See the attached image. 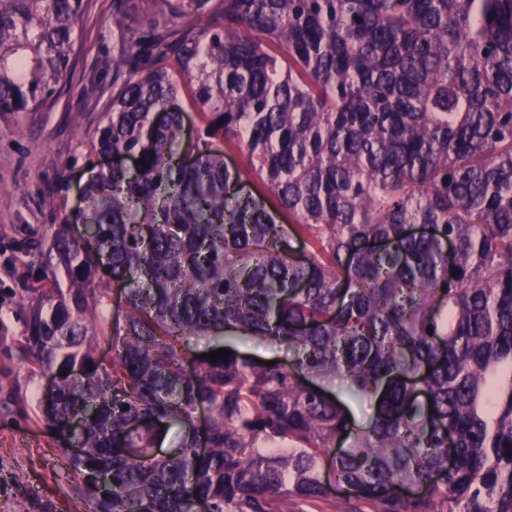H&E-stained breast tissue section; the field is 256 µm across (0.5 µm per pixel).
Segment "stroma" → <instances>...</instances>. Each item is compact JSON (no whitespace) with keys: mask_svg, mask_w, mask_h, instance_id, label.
<instances>
[{"mask_svg":"<svg viewBox=\"0 0 512 512\" xmlns=\"http://www.w3.org/2000/svg\"><path fill=\"white\" fill-rule=\"evenodd\" d=\"M115 0H89L73 67L42 112L0 116V512H90L81 477L42 421L50 371H32L15 348L24 330L26 288L40 276L37 243L82 206L81 189L105 160L88 141L112 97L117 52ZM52 205H44L46 195Z\"/></svg>","mask_w":512,"mask_h":512,"instance_id":"35a3bbf8","label":"stroma"}]
</instances>
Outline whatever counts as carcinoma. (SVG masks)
<instances>
[{
	"label": "carcinoma",
	"mask_w": 512,
	"mask_h": 512,
	"mask_svg": "<svg viewBox=\"0 0 512 512\" xmlns=\"http://www.w3.org/2000/svg\"><path fill=\"white\" fill-rule=\"evenodd\" d=\"M139 3L115 19L90 147L143 163L91 177L86 208L53 225L18 340L56 375L46 425L93 512H304L328 499L343 439L333 468L352 494L332 512H512V0ZM85 8L0 0V115L54 95ZM226 145L275 206L236 191ZM208 333L284 344L292 361L222 341L210 350L232 355L191 354ZM106 335L110 374L95 358ZM329 377L374 404L371 426L353 429ZM175 424L178 452L154 456ZM450 454L427 496L394 494ZM102 471L108 491L89 479Z\"/></svg>",
	"instance_id": "cac0c4a2"
}]
</instances>
